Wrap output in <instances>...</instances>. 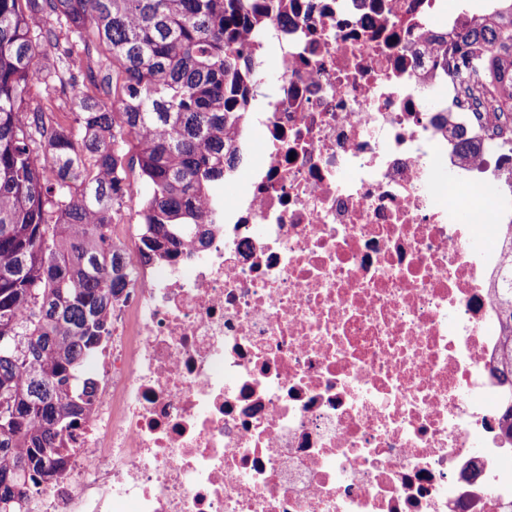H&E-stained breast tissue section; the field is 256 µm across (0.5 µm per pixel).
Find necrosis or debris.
Segmentation results:
<instances>
[{"label":"necrosis or debris","instance_id":"obj_1","mask_svg":"<svg viewBox=\"0 0 512 512\" xmlns=\"http://www.w3.org/2000/svg\"><path fill=\"white\" fill-rule=\"evenodd\" d=\"M498 13L288 0L249 39L279 79L245 185L204 242L148 265L116 225L136 268L96 400L24 512H512L488 284L512 102L460 39Z\"/></svg>","mask_w":512,"mask_h":512}]
</instances>
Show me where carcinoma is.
Wrapping results in <instances>:
<instances>
[{"mask_svg": "<svg viewBox=\"0 0 512 512\" xmlns=\"http://www.w3.org/2000/svg\"><path fill=\"white\" fill-rule=\"evenodd\" d=\"M284 0H0V503L46 484L64 440L94 405L84 377L110 335L112 299L129 272L108 235L130 183L139 187L141 261L205 233L203 199L241 160L258 65L246 38ZM65 41H60V35ZM500 56L512 95V0L461 34ZM62 47L42 71L46 46ZM105 56L92 64V49ZM69 95L65 120L22 111L31 88ZM497 289V358L512 439V246Z\"/></svg>", "mask_w": 512, "mask_h": 512, "instance_id": "cac0c4a2", "label": "carcinoma"}]
</instances>
